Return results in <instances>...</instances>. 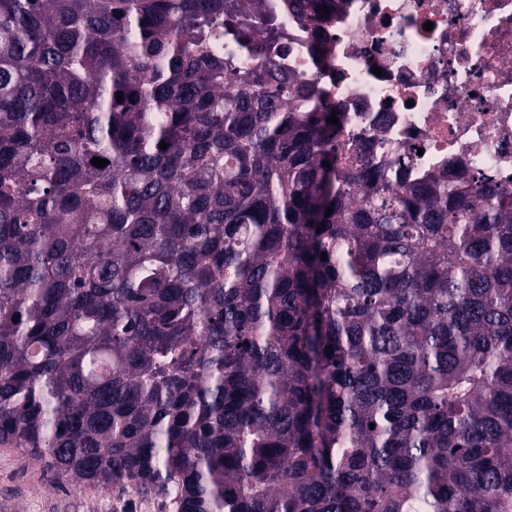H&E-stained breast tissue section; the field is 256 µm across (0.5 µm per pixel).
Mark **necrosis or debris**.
<instances>
[{"label": "necrosis or debris", "mask_w": 512, "mask_h": 512, "mask_svg": "<svg viewBox=\"0 0 512 512\" xmlns=\"http://www.w3.org/2000/svg\"><path fill=\"white\" fill-rule=\"evenodd\" d=\"M302 2L263 0L288 38L239 61L314 86L307 109L336 114L340 169L366 155L404 184L487 179L512 196V0Z\"/></svg>", "instance_id": "4bbe7bcc"}]
</instances>
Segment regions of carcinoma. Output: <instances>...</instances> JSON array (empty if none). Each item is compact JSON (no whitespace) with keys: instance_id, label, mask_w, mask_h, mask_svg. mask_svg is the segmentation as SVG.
Listing matches in <instances>:
<instances>
[{"instance_id":"obj_1","label":"carcinoma","mask_w":512,"mask_h":512,"mask_svg":"<svg viewBox=\"0 0 512 512\" xmlns=\"http://www.w3.org/2000/svg\"><path fill=\"white\" fill-rule=\"evenodd\" d=\"M217 37L287 33L0 0V447L177 512H512V200L339 174Z\"/></svg>"}]
</instances>
